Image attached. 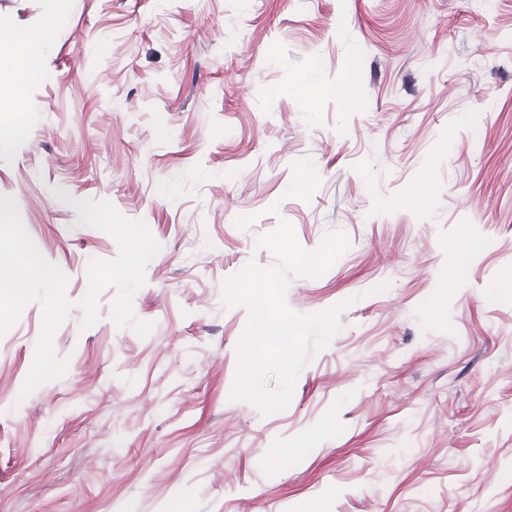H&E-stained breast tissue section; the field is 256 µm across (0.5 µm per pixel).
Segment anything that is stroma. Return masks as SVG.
Wrapping results in <instances>:
<instances>
[{
    "label": "stroma",
    "instance_id": "1",
    "mask_svg": "<svg viewBox=\"0 0 512 512\" xmlns=\"http://www.w3.org/2000/svg\"><path fill=\"white\" fill-rule=\"evenodd\" d=\"M59 10L24 86L0 61V195L73 304L67 373L30 394L41 302L0 332V512H512V290L488 293L512 269V0H0V30ZM79 201L160 243L148 336L112 285L83 327L88 266L119 249ZM283 220L305 250L349 242L288 306L352 304L265 416L232 398L248 311L224 293Z\"/></svg>",
    "mask_w": 512,
    "mask_h": 512
}]
</instances>
